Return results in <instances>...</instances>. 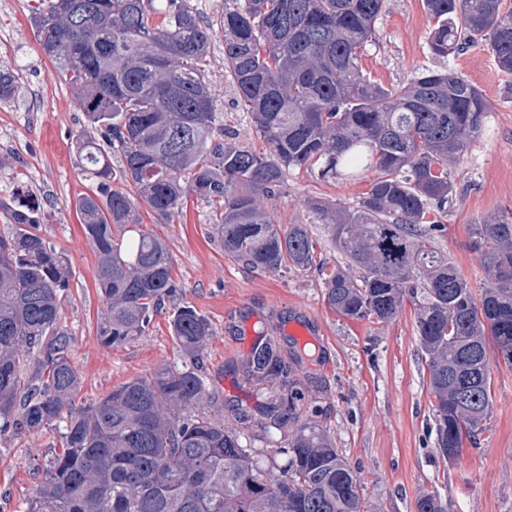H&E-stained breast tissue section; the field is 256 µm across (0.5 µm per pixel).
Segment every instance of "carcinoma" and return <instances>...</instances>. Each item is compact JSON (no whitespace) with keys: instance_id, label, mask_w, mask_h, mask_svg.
Returning a JSON list of instances; mask_svg holds the SVG:
<instances>
[{"instance_id":"obj_1","label":"carcinoma","mask_w":512,"mask_h":512,"mask_svg":"<svg viewBox=\"0 0 512 512\" xmlns=\"http://www.w3.org/2000/svg\"><path fill=\"white\" fill-rule=\"evenodd\" d=\"M29 2L41 50L87 119L77 149L93 186L78 209L99 261L98 335L128 344L164 311L189 363L75 407L79 374L60 314L65 260L36 232L34 207L10 211L11 235H0V440L55 428L64 443L24 512H365L358 472L327 427L302 418L297 372L308 354H284L267 337L243 368V381L265 390L258 410L240 411L228 427L206 408L199 364L211 321L184 301L167 245L138 229L134 203L166 222L193 195L216 205L225 255L273 274L304 271L316 249L307 225L272 223L260 199L275 196L290 169L317 164L321 177H351L365 155L377 174L355 209L308 200L348 260L319 266L325 301L347 319L377 324L414 301L437 453L452 462L478 443L493 409L490 355L512 365V213L474 225L471 247L491 282L478 295L433 247L452 192L448 162L478 137L490 108L478 86L446 69L392 89L371 82L359 54L386 0H226L209 19L188 0ZM423 6L432 55L486 40L512 74V5ZM217 35L263 151L237 141L215 112L206 62ZM18 89L17 75L0 70V102ZM103 141L120 155L119 170ZM116 179L122 188L112 187ZM286 422L287 442L275 449L284 463L267 471L242 436L262 442ZM416 507L447 512L435 492Z\"/></svg>"}]
</instances>
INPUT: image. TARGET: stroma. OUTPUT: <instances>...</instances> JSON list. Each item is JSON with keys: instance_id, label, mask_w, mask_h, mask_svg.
Returning <instances> with one entry per match:
<instances>
[{"instance_id": "stroma-1", "label": "stroma", "mask_w": 512, "mask_h": 512, "mask_svg": "<svg viewBox=\"0 0 512 512\" xmlns=\"http://www.w3.org/2000/svg\"><path fill=\"white\" fill-rule=\"evenodd\" d=\"M28 4L0 0V70L20 79L15 100L0 104V235L12 230L6 211L27 200L36 208L39 234L65 257L69 288L61 323L72 336L71 360L80 374L76 401L89 405L159 365L180 366L184 360L164 313L154 317L145 336L118 349L105 345L97 333L104 312L95 286L98 260L77 209L90 187L76 148L86 116L75 90L40 49ZM431 27L422 0H387L360 65L387 88L445 66L477 85L489 101L479 136L448 165L453 192L437 238L438 249L478 293L490 280L470 247L472 228L512 211V74L499 70L491 49L481 42L448 59L433 56ZM207 73L224 125L242 143L262 148L224 70L221 37L211 42ZM375 174L370 166L352 179L291 171L263 206L277 224L309 225L321 259L333 266L341 257L304 201L320 197L355 207ZM212 214L210 205L193 197L164 223L146 205L138 207L143 230L168 246L173 276L187 301L212 323L203 369L212 412L230 426L236 409L261 404L264 396L243 382L242 366L257 339L301 320L313 328L317 341L314 362L300 372L304 405L358 471L367 512H416L424 491L438 492L448 512H512V367L491 360L488 430L478 445L465 446L454 463H446L435 451L432 397L413 307L405 306L385 324L345 319L327 306L315 270L271 274L226 256L213 233ZM59 449L53 430L0 442V512H23L42 482L44 464Z\"/></svg>"}]
</instances>
